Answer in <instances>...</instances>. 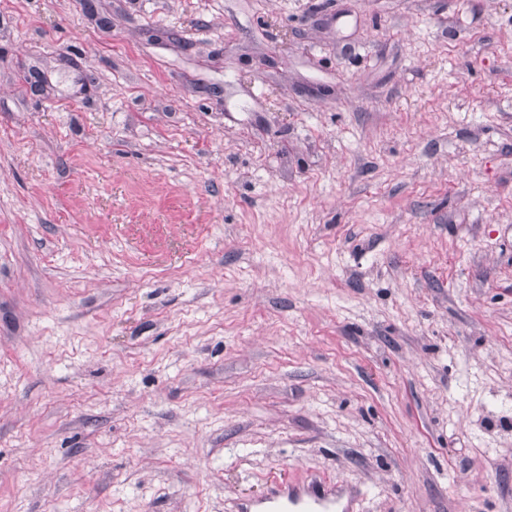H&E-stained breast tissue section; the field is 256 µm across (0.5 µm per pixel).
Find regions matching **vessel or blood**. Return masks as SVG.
<instances>
[{"mask_svg": "<svg viewBox=\"0 0 512 512\" xmlns=\"http://www.w3.org/2000/svg\"><path fill=\"white\" fill-rule=\"evenodd\" d=\"M240 512H351V507L342 503L335 491L282 482L265 496L243 502Z\"/></svg>", "mask_w": 512, "mask_h": 512, "instance_id": "vessel-or-blood-1", "label": "vessel or blood"}]
</instances>
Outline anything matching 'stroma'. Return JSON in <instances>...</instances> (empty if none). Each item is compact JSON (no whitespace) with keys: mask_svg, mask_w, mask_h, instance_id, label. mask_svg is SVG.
Listing matches in <instances>:
<instances>
[{"mask_svg":"<svg viewBox=\"0 0 512 512\" xmlns=\"http://www.w3.org/2000/svg\"><path fill=\"white\" fill-rule=\"evenodd\" d=\"M512 512V0H0V512ZM240 512H350V501L343 505L335 490L320 492L316 486L275 484L268 493L243 502Z\"/></svg>","mask_w":512,"mask_h":512,"instance_id":"35a3bbf8","label":"stroma"}]
</instances>
